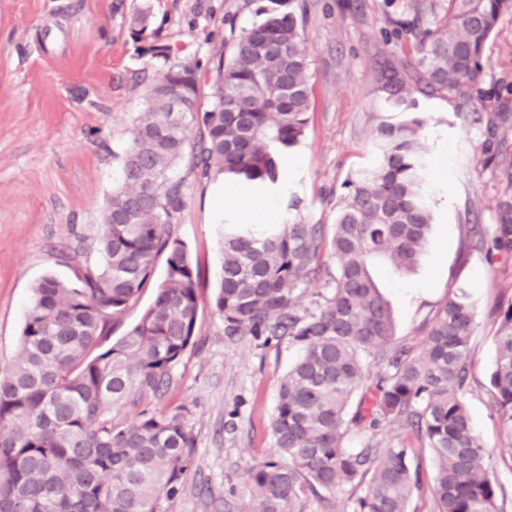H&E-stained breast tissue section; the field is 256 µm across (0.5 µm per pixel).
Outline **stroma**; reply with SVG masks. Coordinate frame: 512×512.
<instances>
[{"instance_id": "1", "label": "stroma", "mask_w": 512, "mask_h": 512, "mask_svg": "<svg viewBox=\"0 0 512 512\" xmlns=\"http://www.w3.org/2000/svg\"><path fill=\"white\" fill-rule=\"evenodd\" d=\"M305 0L303 26L312 87L300 146L281 158V183H246L237 201L223 180L188 178L186 204L173 227L201 273L204 302L196 323L199 347L188 349L163 398L114 408L129 422L145 408H181L196 447L183 494L168 512H225L245 500L247 469L273 446L271 420L279 378L298 352L288 343L260 345L224 338L210 299L222 264L217 231L256 199L273 224L288 216L291 196L303 201L307 224L332 226L342 183L372 166L371 131L384 114L376 90L383 60L412 55L413 37L385 39L394 21L416 22L414 0ZM152 13V36L134 38L130 19ZM255 0H0V367L14 361L39 280L75 282L98 256L101 208L120 184L122 150L146 106L142 75L162 66L153 43L209 70L232 30L250 27ZM485 86L512 85V16H504L485 50ZM433 224L415 269L378 265L372 277L389 301L395 338L421 344L449 298L466 294L476 312L465 401L499 486L501 512H512V448L493 405L492 373L499 310L512 303V250L494 249L499 197L511 189L483 167L482 125L465 126L452 103L419 96Z\"/></svg>"}]
</instances>
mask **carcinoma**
Listing matches in <instances>:
<instances>
[{
  "label": "carcinoma",
  "instance_id": "obj_1",
  "mask_svg": "<svg viewBox=\"0 0 512 512\" xmlns=\"http://www.w3.org/2000/svg\"><path fill=\"white\" fill-rule=\"evenodd\" d=\"M261 19L232 36L198 108L199 63L152 46L163 68L123 149L121 187L102 211L99 259L75 283L44 278L22 330L18 358L0 369V512H166L183 491L195 438L185 415L142 411L133 423L112 408L136 396L162 398L187 349L197 345L201 278L172 228L187 174L274 185L283 154L305 135L311 109L303 10L270 0ZM512 0H448L414 27V57L377 70V91L402 122L374 130L376 163L343 184L331 236L321 224L224 222L219 286L211 305L233 343L286 340L300 357L279 379L272 454L249 468V499L237 512H302L307 494L349 493L347 512H409L419 475L413 449L349 441L400 422L436 462V512H500L499 487L464 401L474 311L448 300L423 343L395 341L389 302L370 267L409 271L433 222L424 147L426 120L414 94L454 103L466 125L487 122L484 162L512 161L496 130L512 123V87H482L484 48ZM180 119H171L173 100ZM197 135L188 136L189 126ZM492 238L512 250V193L496 206ZM164 257L166 276L139 321L106 346ZM335 271L322 278L324 257ZM323 291L300 302L312 280ZM493 403L512 445V303L500 314ZM372 384H366L372 368ZM357 406H352L353 400Z\"/></svg>",
  "mask_w": 512,
  "mask_h": 512
}]
</instances>
